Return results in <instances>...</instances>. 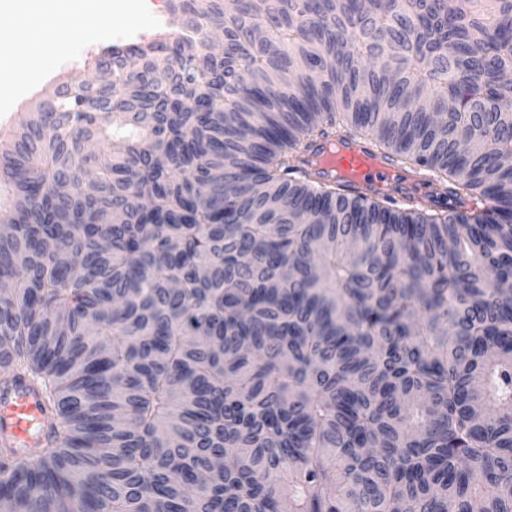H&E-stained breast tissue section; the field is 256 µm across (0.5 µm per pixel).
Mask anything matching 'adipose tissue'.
Returning <instances> with one entry per match:
<instances>
[{
  "mask_svg": "<svg viewBox=\"0 0 512 512\" xmlns=\"http://www.w3.org/2000/svg\"><path fill=\"white\" fill-rule=\"evenodd\" d=\"M125 6V0H0V12L13 17L10 26L0 27V41L24 46L27 71L44 72L53 67L73 27L86 24L100 31Z\"/></svg>",
  "mask_w": 512,
  "mask_h": 512,
  "instance_id": "obj_1",
  "label": "adipose tissue"
}]
</instances>
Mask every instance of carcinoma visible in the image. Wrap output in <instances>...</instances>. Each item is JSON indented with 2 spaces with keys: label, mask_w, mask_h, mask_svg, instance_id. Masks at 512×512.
<instances>
[{
  "label": "carcinoma",
  "mask_w": 512,
  "mask_h": 512,
  "mask_svg": "<svg viewBox=\"0 0 512 512\" xmlns=\"http://www.w3.org/2000/svg\"><path fill=\"white\" fill-rule=\"evenodd\" d=\"M182 10L0 143V504L512 512V0ZM317 160L323 169L339 177L349 190L363 187L386 189L389 180L395 177L393 165L363 142L344 146L328 144L321 150ZM396 185L387 188L394 196H397ZM1 426L5 434L22 444L29 442L34 434L43 436L49 432L41 401L26 384H18L10 392H0V437Z\"/></svg>",
  "instance_id": "carcinoma-1"
}]
</instances>
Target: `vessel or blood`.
I'll list each match as a JSON object with an SVG mask.
<instances>
[{
	"mask_svg": "<svg viewBox=\"0 0 512 512\" xmlns=\"http://www.w3.org/2000/svg\"><path fill=\"white\" fill-rule=\"evenodd\" d=\"M318 161L323 169L334 173L351 190L363 187L384 189L395 177L392 164L363 142L326 145ZM0 429L21 443L29 442L33 435L48 433L41 401L25 384L0 393Z\"/></svg>",
	"mask_w": 512,
	"mask_h": 512,
	"instance_id": "vessel-or-blood-1",
	"label": "vessel or blood"
}]
</instances>
